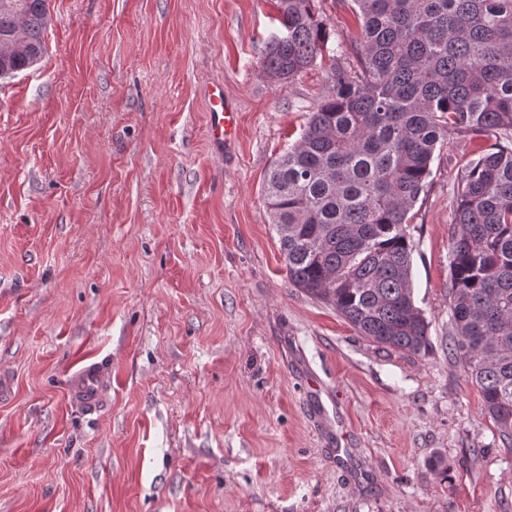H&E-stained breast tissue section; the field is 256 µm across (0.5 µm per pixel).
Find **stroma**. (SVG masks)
Returning <instances> with one entry per match:
<instances>
[{
  "instance_id": "35a3bbf8",
  "label": "stroma",
  "mask_w": 512,
  "mask_h": 512,
  "mask_svg": "<svg viewBox=\"0 0 512 512\" xmlns=\"http://www.w3.org/2000/svg\"><path fill=\"white\" fill-rule=\"evenodd\" d=\"M275 3L48 0L44 57L0 76V512H512V447L448 357L453 206L496 138L448 131L414 208L428 354L359 336L268 222L327 91L321 61L263 71ZM317 7L356 67L345 0ZM82 361L112 379L93 411ZM238 112L224 98V90L218 89L209 96L208 130L213 145L218 148L236 131ZM106 381L103 368L97 363L87 364L71 376L72 398L85 407L95 408L100 401L101 391Z\"/></svg>"
}]
</instances>
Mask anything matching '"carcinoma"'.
Wrapping results in <instances>:
<instances>
[{
    "instance_id": "carcinoma-1",
    "label": "carcinoma",
    "mask_w": 512,
    "mask_h": 512,
    "mask_svg": "<svg viewBox=\"0 0 512 512\" xmlns=\"http://www.w3.org/2000/svg\"><path fill=\"white\" fill-rule=\"evenodd\" d=\"M358 70L329 56L328 91L263 188L288 282L361 336L421 355L411 211L450 129L505 143L466 167L449 251L451 359L512 447V0H349ZM262 66L288 81L323 56L314 0H278ZM47 0H0V76L46 52Z\"/></svg>"
}]
</instances>
